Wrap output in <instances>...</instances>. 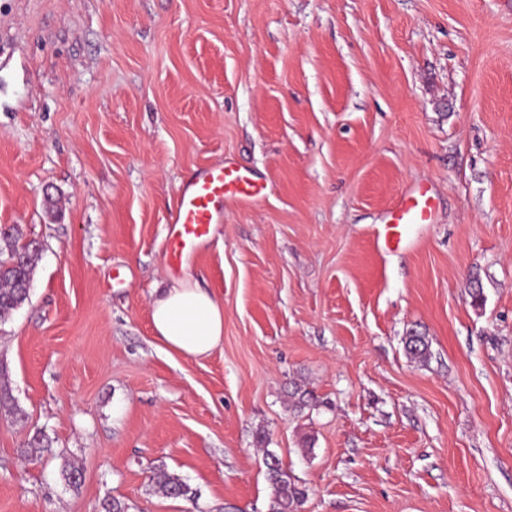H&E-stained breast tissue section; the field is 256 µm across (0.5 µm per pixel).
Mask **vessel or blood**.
<instances>
[{"mask_svg": "<svg viewBox=\"0 0 512 512\" xmlns=\"http://www.w3.org/2000/svg\"><path fill=\"white\" fill-rule=\"evenodd\" d=\"M265 187L241 169L211 165L180 189L167 227L165 253L172 268H181L205 242L227 200L242 204L262 197ZM433 220V199L427 187L417 186L393 203L384 226L387 245L400 244L413 224Z\"/></svg>", "mask_w": 512, "mask_h": 512, "instance_id": "obj_1", "label": "vessel or blood"}]
</instances>
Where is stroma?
<instances>
[{"label": "stroma", "mask_w": 512, "mask_h": 512, "mask_svg": "<svg viewBox=\"0 0 512 512\" xmlns=\"http://www.w3.org/2000/svg\"><path fill=\"white\" fill-rule=\"evenodd\" d=\"M219 162L266 194L172 270ZM417 184L433 223L384 248ZM11 224L39 251L0 324V512H270V453L299 512H512V0H0ZM187 276L224 304L202 359L151 326ZM155 484L160 492L171 498H190L195 493L180 477L159 470L154 475Z\"/></svg>", "instance_id": "35a3bbf8"}]
</instances>
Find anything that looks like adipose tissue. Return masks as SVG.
<instances>
[{
    "mask_svg": "<svg viewBox=\"0 0 512 512\" xmlns=\"http://www.w3.org/2000/svg\"><path fill=\"white\" fill-rule=\"evenodd\" d=\"M155 335L175 351L195 359L210 355L224 335V306L191 281L171 282L151 302Z\"/></svg>",
    "mask_w": 512,
    "mask_h": 512,
    "instance_id": "ef3b65f1",
    "label": "adipose tissue"
}]
</instances>
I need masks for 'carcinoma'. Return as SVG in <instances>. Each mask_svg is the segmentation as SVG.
<instances>
[{
  "label": "carcinoma",
  "instance_id": "1",
  "mask_svg": "<svg viewBox=\"0 0 512 512\" xmlns=\"http://www.w3.org/2000/svg\"><path fill=\"white\" fill-rule=\"evenodd\" d=\"M22 232L17 224L0 226V323L6 321L11 313L28 300L32 281L33 259L38 247L32 241L18 245ZM404 347L413 359L424 361L429 356V344L418 333H409L405 337ZM268 479L272 486L270 512H298L304 498V492L298 487L288 471L283 469L277 456L266 455ZM155 484L160 492L171 498H190L193 491L180 477L159 470L154 475Z\"/></svg>",
  "mask_w": 512,
  "mask_h": 512
}]
</instances>
